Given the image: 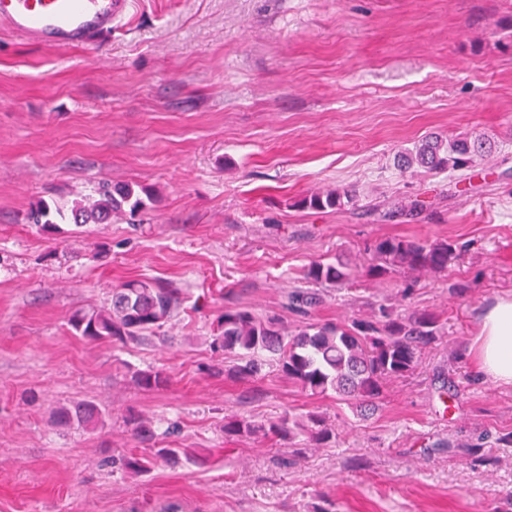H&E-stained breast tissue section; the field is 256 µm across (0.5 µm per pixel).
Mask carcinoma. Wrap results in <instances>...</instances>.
Listing matches in <instances>:
<instances>
[{
  "instance_id": "1",
  "label": "carcinoma",
  "mask_w": 512,
  "mask_h": 512,
  "mask_svg": "<svg viewBox=\"0 0 512 512\" xmlns=\"http://www.w3.org/2000/svg\"><path fill=\"white\" fill-rule=\"evenodd\" d=\"M486 142L466 137L424 140L398 156L400 167L414 165L430 173H464L473 167V154L485 149ZM352 200L347 191L317 192L304 198L300 206L316 211L336 209L344 200ZM131 211L146 208L145 201L129 185H102L94 196L76 199L71 205L50 209L43 201L35 202L29 213L30 223L49 229L54 221L73 220L76 224H104L124 206ZM455 258V248L447 240L429 241L409 238H385L375 246L366 274L384 278L400 268H428L440 272ZM303 279L314 285L340 288L353 281L352 272L339 263L315 262L304 272ZM323 302L322 294L310 288H296L288 293L285 308L300 318L294 330H288L276 316L259 317L245 308L226 309L218 321L219 336L212 347L233 357L231 374L240 380L257 377L264 366L278 370L303 390L325 394L332 390L340 399L356 401L359 406L375 408L385 385L414 373L422 353L440 338L442 324L438 316L427 311H398L385 304L367 318H353L344 324L319 322L311 318L312 310ZM183 304L178 288L160 280H131L112 291L109 307L82 310L69 324L74 334L94 342L142 343L157 336L160 329L175 317ZM136 383L144 388H161L167 377L161 371L139 370ZM65 424L97 426L103 411L92 403H77L58 412ZM229 435L293 438L301 434L320 444L332 438L324 420L315 415L303 419L290 417L267 426L232 419L224 423ZM448 447L488 462L482 454V440L448 443ZM199 461L194 448H154L152 454H131L124 459L125 468L140 474L155 459Z\"/></svg>"
}]
</instances>
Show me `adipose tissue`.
I'll return each mask as SVG.
<instances>
[{
    "label": "adipose tissue",
    "mask_w": 512,
    "mask_h": 512,
    "mask_svg": "<svg viewBox=\"0 0 512 512\" xmlns=\"http://www.w3.org/2000/svg\"><path fill=\"white\" fill-rule=\"evenodd\" d=\"M469 356L487 381L512 389V293L485 306Z\"/></svg>",
    "instance_id": "ef3b65f1"
}]
</instances>
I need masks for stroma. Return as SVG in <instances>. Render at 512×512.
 Returning <instances> with one entry per match:
<instances>
[{"instance_id": "1", "label": "stroma", "mask_w": 512, "mask_h": 512, "mask_svg": "<svg viewBox=\"0 0 512 512\" xmlns=\"http://www.w3.org/2000/svg\"><path fill=\"white\" fill-rule=\"evenodd\" d=\"M491 142L466 175L399 169L422 138ZM129 184L144 212L30 224L33 202ZM351 190L341 208L300 202ZM421 201L410 215L398 205ZM385 237L454 241L447 270L357 275L314 318L378 304L438 315L444 334L363 413L275 367L240 381L213 350L228 308L297 316L316 260L357 270ZM184 292L140 345L74 336L79 310L128 280ZM467 286L466 295L455 294ZM512 292V0H134L110 36L46 51L0 32V512H512V389L474 371L481 309ZM168 383L145 389L136 370ZM458 396L443 413L440 395ZM77 401L102 425L60 426ZM321 416L326 444L228 436L237 417ZM153 438L134 433L133 418ZM483 438L484 465L444 449ZM199 448L206 461L115 457ZM303 453L292 456L291 447Z\"/></svg>"}]
</instances>
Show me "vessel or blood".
Returning <instances> with one entry per match:
<instances>
[{"label":"vessel or blood","instance_id":"1","mask_svg":"<svg viewBox=\"0 0 512 512\" xmlns=\"http://www.w3.org/2000/svg\"><path fill=\"white\" fill-rule=\"evenodd\" d=\"M133 0H0V28L46 50L111 35Z\"/></svg>","mask_w":512,"mask_h":512}]
</instances>
